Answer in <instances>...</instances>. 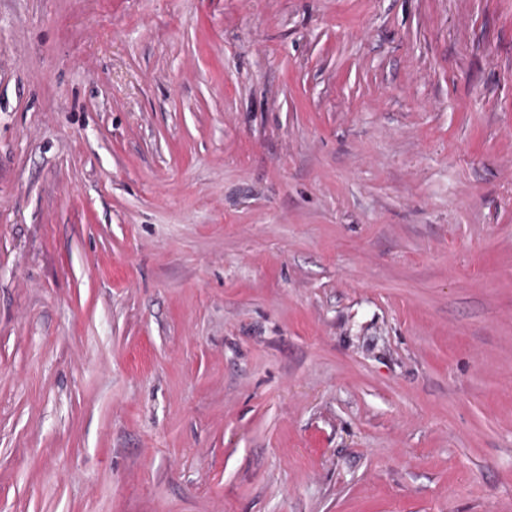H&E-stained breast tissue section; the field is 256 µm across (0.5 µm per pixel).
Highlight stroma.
Here are the masks:
<instances>
[{"label":"stroma","mask_w":512,"mask_h":512,"mask_svg":"<svg viewBox=\"0 0 512 512\" xmlns=\"http://www.w3.org/2000/svg\"><path fill=\"white\" fill-rule=\"evenodd\" d=\"M0 512H512V0H0Z\"/></svg>","instance_id":"1"}]
</instances>
